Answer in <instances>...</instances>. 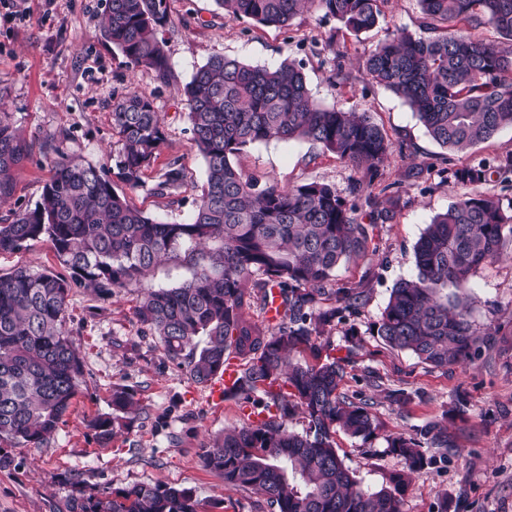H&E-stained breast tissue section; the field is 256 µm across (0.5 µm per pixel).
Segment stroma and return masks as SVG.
Returning <instances> with one entry per match:
<instances>
[{"label":"stroma","mask_w":512,"mask_h":512,"mask_svg":"<svg viewBox=\"0 0 512 512\" xmlns=\"http://www.w3.org/2000/svg\"><path fill=\"white\" fill-rule=\"evenodd\" d=\"M166 3L168 76L162 81L153 71L127 69L118 50L101 40L107 0H0V103L14 127L38 143L64 139L69 155L108 167L121 146L112 130L117 94L133 86L152 95L167 139L147 180L155 182L168 159L178 157L186 184L173 200L145 189L129 192L128 200L145 214L185 222L205 165L191 140L182 89L212 56L269 67L287 58L300 62L319 103L372 112L395 143L372 190H387L396 204L391 219L375 229L372 251L336 269L333 287L362 283L364 300L357 316L328 326L323 341L325 353L348 357L341 390L369 400L379 429L366 441L336 433L338 452L365 486L378 489L406 469L403 458L389 451L388 438L445 424L452 444L448 460L410 475L402 512H437L443 499L448 512H512V253L472 280L469 305L479 352L474 362L434 367L388 348L374 331L395 284L415 274L414 246L437 214L466 194L493 196L512 214V173L467 186L452 176L458 167L511 156L512 129L453 152L431 139L402 99L368 82L363 58L385 39L387 26L419 33L417 0H386L384 25L357 36L335 19H319L313 9L279 29L225 15L214 0ZM332 43L345 52L348 79L341 83L331 79ZM236 163L262 183L319 182L343 196L351 178H369L310 142L253 144ZM51 175L49 157L33 153L15 173V192L0 207V224L10 222L13 212L34 208ZM18 267L64 270L44 239L0 255V275ZM141 289H118L107 299L86 288L70 294L66 329L83 363L76 396L45 444L0 447V512H72L75 499L93 488L142 483L192 489L202 503L214 504V512H259L260 495L225 486L202 463L204 448L240 424L235 402L215 409L207 388L165 357L134 314ZM116 384L134 391L141 414L131 429L103 441L93 422L111 412ZM396 390L405 392L404 400L393 401Z\"/></svg>","instance_id":"1"}]
</instances>
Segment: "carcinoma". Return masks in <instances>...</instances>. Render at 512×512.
Instances as JSON below:
<instances>
[{
    "label": "carcinoma",
    "instance_id": "cac0c4a2",
    "mask_svg": "<svg viewBox=\"0 0 512 512\" xmlns=\"http://www.w3.org/2000/svg\"><path fill=\"white\" fill-rule=\"evenodd\" d=\"M383 0H215L224 14L286 28L314 6L359 33L377 27ZM415 36L402 26L364 60L367 79L402 98L429 136L450 151H464L512 128V47L475 40L463 28L490 26L512 42V0H417ZM166 0H109L102 37L131 70L167 77L160 28ZM192 141L205 163V181L184 223L163 221L131 207L124 189L146 186L166 142L154 98L128 88L113 104L112 129L122 148L112 155V175L82 163L52 142L54 174L32 209L0 224V254L42 238L70 271L17 268L0 276V445L37 448L59 427L76 393L82 363L66 330L68 298L75 288L105 299L139 285L163 259L181 257L190 279L148 289L135 307L157 336L164 355L190 380L210 383L229 359L242 366L231 399L259 417L224 431L205 449L206 468L224 485L258 493L269 512H401L406 475L364 488L335 448L334 434L374 436L378 424L368 400L340 391L345 359L302 365L291 353H314L324 327L358 314L359 284L330 287L336 268L366 253L378 223L391 210L375 206L373 179L392 150L388 133L370 112H345L315 101L302 67L287 60L253 66L213 56L183 88ZM311 141L370 181L353 180L347 202L328 184L261 185L242 174L234 158L248 145ZM35 143L20 137L0 112V205L14 193L13 170ZM512 172V156L497 164L452 172L463 185ZM185 185L181 159L167 161L152 187L173 196ZM371 208L370 223L355 216L358 200ZM512 245V215L484 195H465L427 225L414 248L417 273L392 289L377 326L391 348L407 350L435 367L464 365L477 356L468 291L478 271L499 262ZM279 290L283 313L261 329L246 310L265 309ZM325 300L332 306L317 307ZM140 414L134 392L112 386V413L95 427L103 438ZM302 414L307 428L288 430ZM448 428L430 424L420 437L388 439L408 471L448 461ZM74 512H206L194 492L165 484L101 486L75 500Z\"/></svg>",
    "mask_w": 512,
    "mask_h": 512
}]
</instances>
